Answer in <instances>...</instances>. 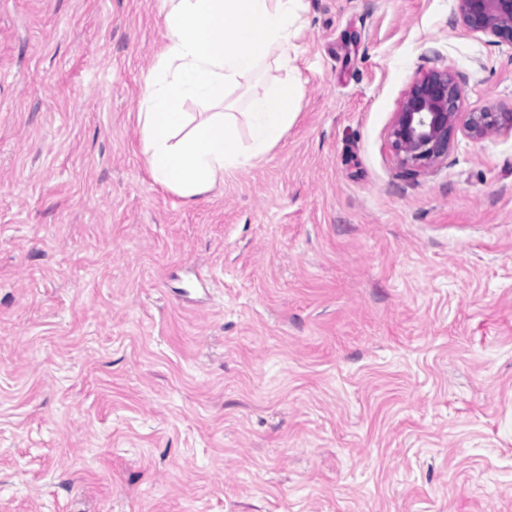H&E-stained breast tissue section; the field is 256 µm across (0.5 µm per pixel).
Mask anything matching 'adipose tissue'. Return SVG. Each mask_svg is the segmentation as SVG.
Wrapping results in <instances>:
<instances>
[{"label": "adipose tissue", "instance_id": "adipose-tissue-1", "mask_svg": "<svg viewBox=\"0 0 512 512\" xmlns=\"http://www.w3.org/2000/svg\"><path fill=\"white\" fill-rule=\"evenodd\" d=\"M302 9L303 0H162L165 41L138 100L154 184L193 200L281 139L302 94L289 74ZM269 60L285 76L250 98L240 137L238 118L220 109L224 93Z\"/></svg>", "mask_w": 512, "mask_h": 512}]
</instances>
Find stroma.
Returning <instances> with one entry per match:
<instances>
[{
	"instance_id": "35a3bbf8",
	"label": "stroma",
	"mask_w": 512,
	"mask_h": 512,
	"mask_svg": "<svg viewBox=\"0 0 512 512\" xmlns=\"http://www.w3.org/2000/svg\"><path fill=\"white\" fill-rule=\"evenodd\" d=\"M160 0H0V512H512V129L410 172L413 78L512 109L457 0H303L296 116L188 201Z\"/></svg>"
}]
</instances>
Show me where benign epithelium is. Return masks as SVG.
Returning a JSON list of instances; mask_svg holds the SVG:
<instances>
[{
    "mask_svg": "<svg viewBox=\"0 0 512 512\" xmlns=\"http://www.w3.org/2000/svg\"><path fill=\"white\" fill-rule=\"evenodd\" d=\"M462 26L512 43V0H458ZM460 85L449 69H433L413 79L404 94L389 138L400 164L411 170L448 156L457 130L480 139L512 125V113L484 108L460 112Z\"/></svg>",
    "mask_w": 512,
    "mask_h": 512,
    "instance_id": "obj_1",
    "label": "benign epithelium"
}]
</instances>
